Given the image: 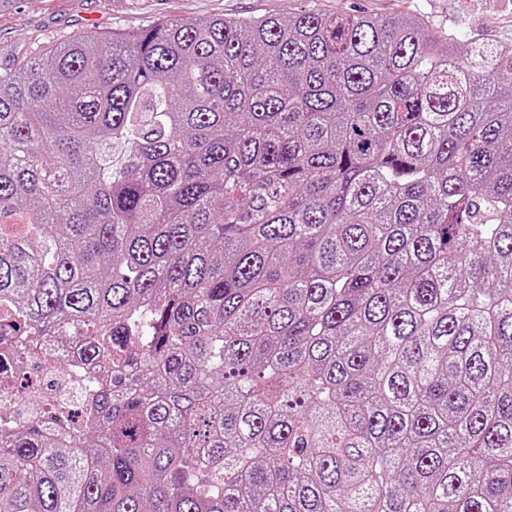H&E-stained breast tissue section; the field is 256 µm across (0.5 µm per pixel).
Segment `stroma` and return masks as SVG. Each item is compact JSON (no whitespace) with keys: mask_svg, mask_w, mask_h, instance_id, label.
<instances>
[{"mask_svg":"<svg viewBox=\"0 0 512 512\" xmlns=\"http://www.w3.org/2000/svg\"><path fill=\"white\" fill-rule=\"evenodd\" d=\"M376 16L427 13L460 40L484 36L512 42V0H16L0 13V66L22 60L53 36L89 30L141 29L155 20L223 15L281 17L301 11Z\"/></svg>","mask_w":512,"mask_h":512,"instance_id":"1","label":"stroma"}]
</instances>
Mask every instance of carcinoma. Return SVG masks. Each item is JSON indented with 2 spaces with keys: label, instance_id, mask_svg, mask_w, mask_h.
I'll return each instance as SVG.
<instances>
[{
  "label": "carcinoma",
  "instance_id": "obj_1",
  "mask_svg": "<svg viewBox=\"0 0 512 512\" xmlns=\"http://www.w3.org/2000/svg\"><path fill=\"white\" fill-rule=\"evenodd\" d=\"M0 512H512V44L159 19L0 67ZM24 350L21 352L29 369L41 367L43 369L42 380L39 381L32 391L24 392L20 388H14L9 391L1 392L0 403L9 409L30 408L34 405L43 406L42 419L47 428L55 433L63 431L61 427H66L64 418L54 407L61 401V394L64 389L77 387V382L82 380H96L100 383L109 381L112 374V366L108 363H97L90 366H83L80 363L78 346L70 347L71 366H81L82 375H78L71 370V377L57 376L48 371L47 364L50 361L54 350L53 338L49 336H26L22 340ZM34 395V399H33Z\"/></svg>",
  "mask_w": 512,
  "mask_h": 512
}]
</instances>
